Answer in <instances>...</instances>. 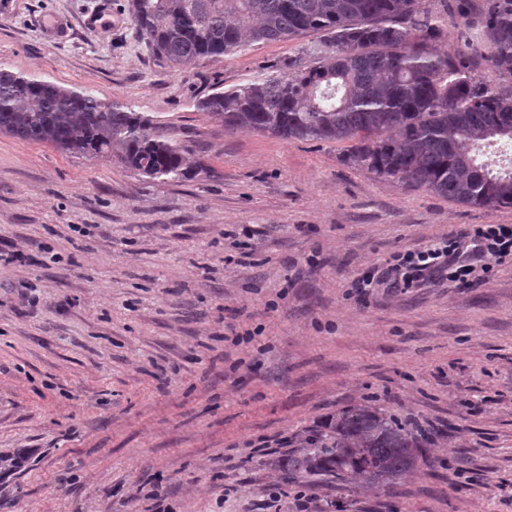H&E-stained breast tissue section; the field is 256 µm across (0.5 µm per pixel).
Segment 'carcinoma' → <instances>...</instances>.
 <instances>
[{"instance_id":"obj_1","label":"carcinoma","mask_w":512,"mask_h":512,"mask_svg":"<svg viewBox=\"0 0 512 512\" xmlns=\"http://www.w3.org/2000/svg\"><path fill=\"white\" fill-rule=\"evenodd\" d=\"M454 0L467 18L444 55L442 15L419 0H130L134 25L173 68L257 43L321 35L288 71L209 94L196 108L229 131L286 141L343 143L345 165L422 187L466 207L512 206V0ZM498 79L474 76L476 58ZM0 132L81 157L109 155L125 170L176 179L198 170L187 146L148 116L55 83L0 70ZM431 438L357 405L331 416L279 457L284 482L317 477L390 488L424 459Z\"/></svg>"}]
</instances>
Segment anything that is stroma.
Wrapping results in <instances>:
<instances>
[{
    "instance_id": "35a3bbf8",
    "label": "stroma",
    "mask_w": 512,
    "mask_h": 512,
    "mask_svg": "<svg viewBox=\"0 0 512 512\" xmlns=\"http://www.w3.org/2000/svg\"><path fill=\"white\" fill-rule=\"evenodd\" d=\"M128 3L0 0L1 70L126 104L201 163L152 180L0 133V512H512V261L351 288L512 207L225 130L197 100L310 63L316 36L177 70ZM257 327L262 348L226 340ZM357 403L431 432L424 462L388 491L282 483L295 435Z\"/></svg>"
}]
</instances>
